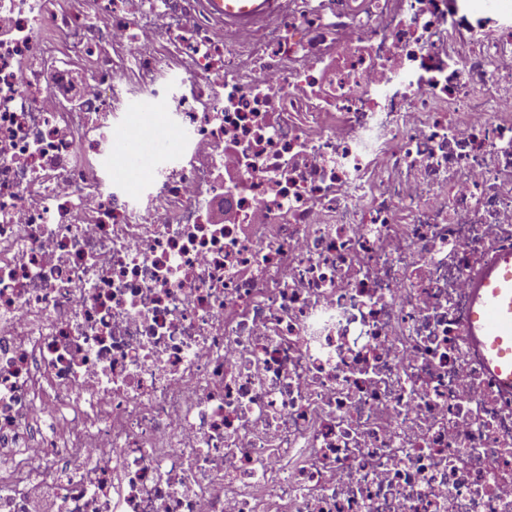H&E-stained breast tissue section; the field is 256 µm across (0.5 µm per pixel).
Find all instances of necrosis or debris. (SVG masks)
<instances>
[{
  "instance_id": "4bbe7bcc",
  "label": "necrosis or debris",
  "mask_w": 512,
  "mask_h": 512,
  "mask_svg": "<svg viewBox=\"0 0 512 512\" xmlns=\"http://www.w3.org/2000/svg\"><path fill=\"white\" fill-rule=\"evenodd\" d=\"M497 252L512 0H0V512H512ZM224 5V16L238 21H247L254 15L266 13L272 6L271 0H214ZM246 3V4H245ZM161 135L162 134L159 131L154 130L153 136H151V137H155L156 138V137H159ZM167 147H168V142H167L166 139L156 138V139H148V140L135 141V145H134L133 149L131 150L130 158H129V166H130L131 172H135L138 169V167L140 165V160H141L142 157H144L146 155H149V154H152V153L157 152V151H161V150L165 151V149H167ZM164 151H161V152H159V153H157V154L147 158L146 164L149 162L147 164V166L157 156L163 154ZM470 335L489 371L512 390V254H496L474 288Z\"/></svg>"
}]
</instances>
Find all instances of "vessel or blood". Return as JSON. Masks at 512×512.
<instances>
[{
  "label": "vessel or blood",
  "instance_id": "obj_1",
  "mask_svg": "<svg viewBox=\"0 0 512 512\" xmlns=\"http://www.w3.org/2000/svg\"><path fill=\"white\" fill-rule=\"evenodd\" d=\"M224 14L238 21L266 13L272 0H217ZM164 139L135 143L129 158L131 169H138L142 157L167 149ZM475 308L470 334L489 371L501 386L512 390V254L492 257L480 271L474 290Z\"/></svg>",
  "mask_w": 512,
  "mask_h": 512
}]
</instances>
